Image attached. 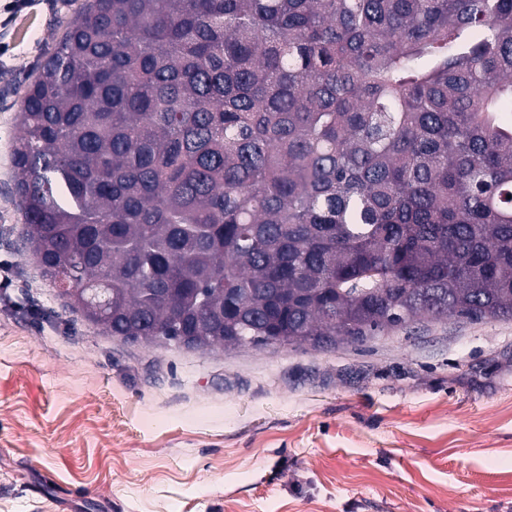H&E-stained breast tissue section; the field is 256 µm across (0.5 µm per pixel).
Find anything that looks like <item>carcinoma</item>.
Segmentation results:
<instances>
[{
  "instance_id": "obj_1",
  "label": "carcinoma",
  "mask_w": 512,
  "mask_h": 512,
  "mask_svg": "<svg viewBox=\"0 0 512 512\" xmlns=\"http://www.w3.org/2000/svg\"><path fill=\"white\" fill-rule=\"evenodd\" d=\"M17 120L20 245L108 336L512 319V0H87Z\"/></svg>"
}]
</instances>
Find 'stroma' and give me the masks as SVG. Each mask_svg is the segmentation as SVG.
I'll list each match as a JSON object with an SVG mask.
<instances>
[{
	"mask_svg": "<svg viewBox=\"0 0 512 512\" xmlns=\"http://www.w3.org/2000/svg\"><path fill=\"white\" fill-rule=\"evenodd\" d=\"M85 0H0V512H512V319L365 347L153 348L19 246L24 86Z\"/></svg>",
	"mask_w": 512,
	"mask_h": 512,
	"instance_id": "stroma-1",
	"label": "stroma"
}]
</instances>
